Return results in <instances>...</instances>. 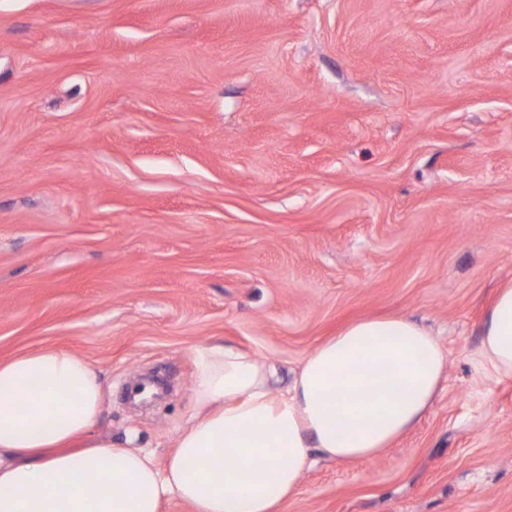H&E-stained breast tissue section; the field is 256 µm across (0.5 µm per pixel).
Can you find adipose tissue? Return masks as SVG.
<instances>
[{"label":"adipose tissue","instance_id":"obj_1","mask_svg":"<svg viewBox=\"0 0 512 512\" xmlns=\"http://www.w3.org/2000/svg\"><path fill=\"white\" fill-rule=\"evenodd\" d=\"M481 349L512 374V284L481 323ZM196 408L158 467L152 452L94 436L103 386L62 348L0 362V512H279L299 487L310 451L371 458L431 411L448 364L438 340L404 315L341 328L277 390V369L207 344L195 351Z\"/></svg>","mask_w":512,"mask_h":512}]
</instances>
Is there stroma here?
Here are the masks:
<instances>
[{
	"mask_svg": "<svg viewBox=\"0 0 512 512\" xmlns=\"http://www.w3.org/2000/svg\"><path fill=\"white\" fill-rule=\"evenodd\" d=\"M512 0H0V362L98 370L94 431L166 466L214 340L288 384L359 318L448 356L376 457L282 512H512ZM481 349L497 371L512 374V283L500 288L481 323Z\"/></svg>",
	"mask_w": 512,
	"mask_h": 512,
	"instance_id": "stroma-1",
	"label": "stroma"
}]
</instances>
